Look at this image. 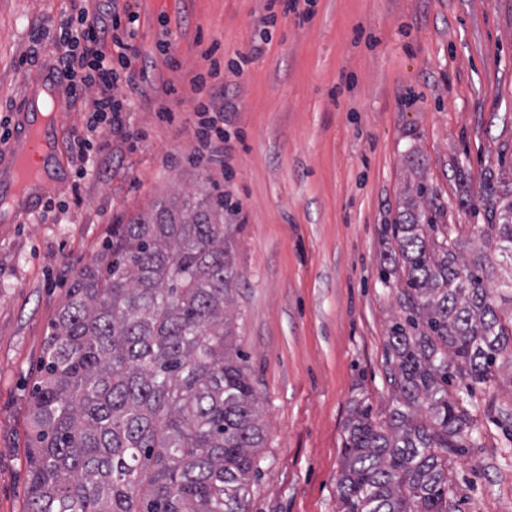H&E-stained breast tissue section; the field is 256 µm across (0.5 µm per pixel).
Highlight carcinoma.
I'll return each instance as SVG.
<instances>
[{"label": "carcinoma", "instance_id": "1", "mask_svg": "<svg viewBox=\"0 0 512 512\" xmlns=\"http://www.w3.org/2000/svg\"><path fill=\"white\" fill-rule=\"evenodd\" d=\"M464 255L423 184L390 225L410 291L393 321L396 393L384 424L355 407L337 512H449L448 456L474 427L453 380L512 388V190ZM224 195L186 192L134 218L79 271L49 328L29 407L26 512H248L259 398L236 343ZM425 417H419L420 411Z\"/></svg>", "mask_w": 512, "mask_h": 512}]
</instances>
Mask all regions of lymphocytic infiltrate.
<instances>
[{"label": "lymphocytic infiltrate", "instance_id": "obj_1", "mask_svg": "<svg viewBox=\"0 0 512 512\" xmlns=\"http://www.w3.org/2000/svg\"><path fill=\"white\" fill-rule=\"evenodd\" d=\"M112 0H98L94 16L80 13L61 18L56 39L61 47L57 59V71L68 84L71 94L92 89V115L88 123L91 129H104L113 134H125L129 115L116 91L119 85L133 86L130 72L135 46L119 44L116 53L110 54L105 46L112 40ZM120 60L122 70H115L113 60Z\"/></svg>", "mask_w": 512, "mask_h": 512}]
</instances>
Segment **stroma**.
Instances as JSON below:
<instances>
[{
  "label": "stroma",
  "instance_id": "35a3bbf8",
  "mask_svg": "<svg viewBox=\"0 0 512 512\" xmlns=\"http://www.w3.org/2000/svg\"><path fill=\"white\" fill-rule=\"evenodd\" d=\"M95 0H0V118L54 64L57 25ZM117 36L139 54L132 137L100 130L84 179L69 159L91 94L56 123L50 207L0 223V512H25L28 404L49 326L77 272L156 203L223 194L237 344L265 443L248 512H336L356 401L387 421L388 328L404 279L383 286L388 226L421 178L441 224L476 235L512 182V0H301L263 25L266 0H135ZM232 102L224 157L198 149L196 107ZM512 388L475 385L474 447L452 459L460 512H512Z\"/></svg>",
  "mask_w": 512,
  "mask_h": 512
}]
</instances>
